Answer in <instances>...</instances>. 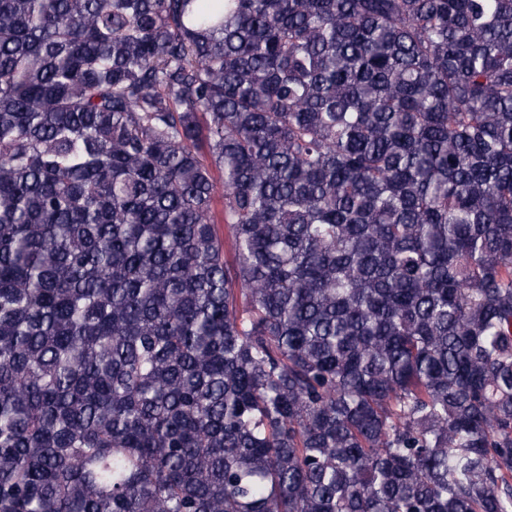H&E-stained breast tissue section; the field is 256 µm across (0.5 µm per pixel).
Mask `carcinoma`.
<instances>
[{"label":"carcinoma","instance_id":"obj_1","mask_svg":"<svg viewBox=\"0 0 512 512\" xmlns=\"http://www.w3.org/2000/svg\"><path fill=\"white\" fill-rule=\"evenodd\" d=\"M0 512H512V0H0Z\"/></svg>","mask_w":512,"mask_h":512}]
</instances>
